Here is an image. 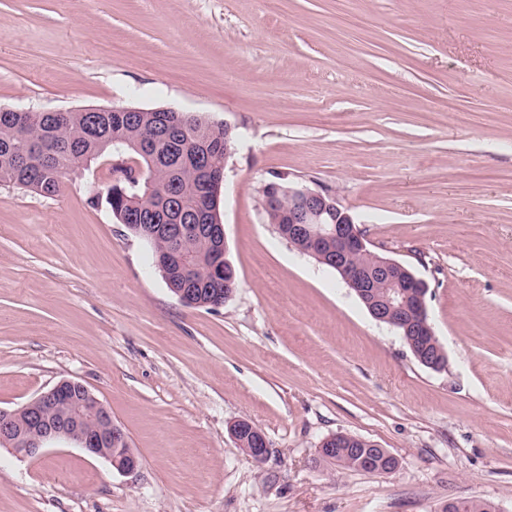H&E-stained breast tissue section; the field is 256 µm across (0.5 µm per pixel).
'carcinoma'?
I'll return each instance as SVG.
<instances>
[{
    "mask_svg": "<svg viewBox=\"0 0 512 512\" xmlns=\"http://www.w3.org/2000/svg\"><path fill=\"white\" fill-rule=\"evenodd\" d=\"M135 165L112 167L105 194L124 226L145 237L152 253L178 251L191 259L186 270L173 261L163 278L169 289H194L198 307L224 302V242L216 208L224 180V124L200 121L183 112H0V183L44 197L61 192L65 179L116 148ZM188 216L187 233L166 237L174 223L169 197ZM403 340L414 357L429 355L441 367L448 356L435 334ZM338 466L368 471L355 437L336 449Z\"/></svg>",
    "mask_w": 512,
    "mask_h": 512,
    "instance_id": "cac0c4a2",
    "label": "carcinoma"
}]
</instances>
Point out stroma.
<instances>
[{"label": "stroma", "instance_id": "35a3bbf8", "mask_svg": "<svg viewBox=\"0 0 512 512\" xmlns=\"http://www.w3.org/2000/svg\"><path fill=\"white\" fill-rule=\"evenodd\" d=\"M174 108L232 126L231 298L185 306L92 187L0 184V409L87 385L140 465L0 447V512H512V0H0V108ZM337 193L423 279L445 370L270 224ZM265 435L256 461L235 423ZM342 432L399 460H322Z\"/></svg>", "mask_w": 512, "mask_h": 512}]
</instances>
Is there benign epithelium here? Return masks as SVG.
<instances>
[{"instance_id": "7a95c632", "label": "benign epithelium", "mask_w": 512, "mask_h": 512, "mask_svg": "<svg viewBox=\"0 0 512 512\" xmlns=\"http://www.w3.org/2000/svg\"><path fill=\"white\" fill-rule=\"evenodd\" d=\"M263 195L267 210L282 196H288V209L281 214L288 224V236H307L314 242L336 238V254L328 257L327 262L344 275L346 285L356 290L375 320L403 328L406 336L416 335L419 326L430 329L426 320L417 321L411 317L406 299L399 292L401 288H418L421 301L427 293L426 284L405 269L402 262L385 256L376 257L374 275L390 287V291L382 296L373 291L374 275L348 268V255L367 249L368 240L337 196L305 186L282 187L275 182L263 187ZM60 403L73 404V413L55 421L47 419L43 411ZM23 410L28 412L32 422L31 430L25 435L15 430L17 412L0 410V445L20 456L37 457L49 441L64 439L75 442L87 455L102 458L121 472H132L139 465L127 435L112 422L109 409L80 381L64 379L58 382L26 404Z\"/></svg>"}]
</instances>
